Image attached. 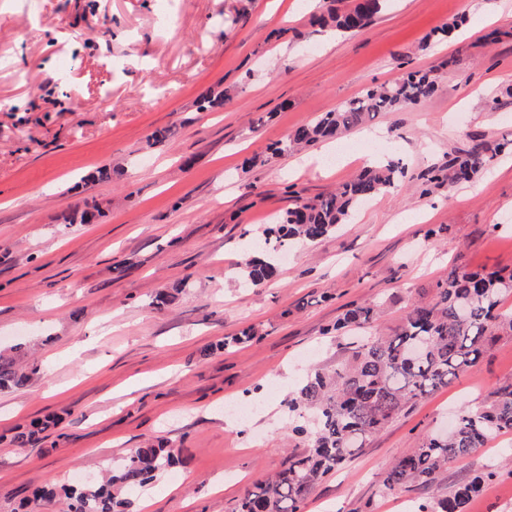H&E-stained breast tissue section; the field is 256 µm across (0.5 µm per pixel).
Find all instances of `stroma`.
Listing matches in <instances>:
<instances>
[{
  "label": "stroma",
  "mask_w": 512,
  "mask_h": 512,
  "mask_svg": "<svg viewBox=\"0 0 512 512\" xmlns=\"http://www.w3.org/2000/svg\"><path fill=\"white\" fill-rule=\"evenodd\" d=\"M308 0H0V348L30 343L40 370L0 390V512H60L37 485H77L129 449L178 461L146 512H234L245 489L304 447L287 401L310 369L350 354L334 325L379 307L392 334L452 264L512 270V156L472 182L426 186L475 144L512 140V0H391L360 33L311 22ZM444 41L432 39L446 24ZM432 98L337 140L272 155L293 128L408 69ZM224 94L200 112L198 98ZM159 128L170 129L149 145ZM402 161L398 189L316 241L293 242L276 276L241 284L251 231L350 179ZM86 224H65L70 210ZM172 300L157 308L158 290ZM252 330L244 347L225 337ZM512 378L503 336L451 387L419 400L327 475L303 512H399L494 470L468 512H512V435L449 463L429 486L381 493L414 441ZM252 398L244 422L226 402ZM55 418L40 441L14 437Z\"/></svg>",
  "instance_id": "stroma-1"
}]
</instances>
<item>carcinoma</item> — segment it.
<instances>
[{
    "instance_id": "carcinoma-1",
    "label": "carcinoma",
    "mask_w": 512,
    "mask_h": 512,
    "mask_svg": "<svg viewBox=\"0 0 512 512\" xmlns=\"http://www.w3.org/2000/svg\"><path fill=\"white\" fill-rule=\"evenodd\" d=\"M389 0H329L325 11L314 18L340 32H358L380 14ZM436 91L431 74L409 70L364 91L334 111L300 125L277 143L275 154H284L323 140L336 139L353 128L370 122L380 112L417 107ZM490 162L479 145L448 160L432 171L431 180L454 188L469 181ZM407 176L400 162L364 168L360 173L312 201L296 202L264 241V253L285 250L291 241H316L346 223L361 204L395 189ZM273 259L254 258L240 266L239 274L252 286L272 279ZM512 293V272L482 273L456 265L436 283L429 303H413L389 336L369 340L356 347L350 357L331 370L317 369L301 383L288 400V412L296 418L313 410L312 430L297 425L293 431L307 439V448L292 452L282 469L256 484L241 497L236 512H299L309 493L325 476L350 462L364 440L395 419L405 408L453 380L474 365L499 336H512V311L502 305ZM372 306L356 305L336 322V330L366 328L378 319ZM26 351L17 344L0 351V389L26 385L37 368L26 369ZM512 433V380L492 386L484 400L463 407L450 432L430 434L398 459L381 480L390 492L411 484H430L448 466V461L465 457L481 448L494 435ZM178 461V449L163 444L137 448L121 464L105 470L102 480L63 490V512H138L134 500L120 496L143 487ZM495 473L474 476L443 497L417 506L415 512H467L475 493Z\"/></svg>"
}]
</instances>
